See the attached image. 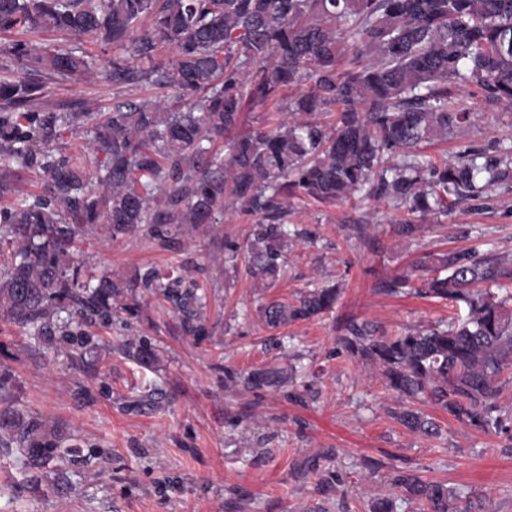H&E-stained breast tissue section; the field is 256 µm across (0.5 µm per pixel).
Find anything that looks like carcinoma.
Here are the masks:
<instances>
[{
    "mask_svg": "<svg viewBox=\"0 0 512 512\" xmlns=\"http://www.w3.org/2000/svg\"><path fill=\"white\" fill-rule=\"evenodd\" d=\"M30 31L86 37L125 52L104 79L126 89L150 85L154 102L124 99L107 112L50 101L51 85L90 69L86 51ZM0 33L19 34L5 49L0 72V199L12 198L29 173L41 193L0 205V318L44 346L80 349L88 328L112 322L114 304L139 288L171 305L182 331L200 339L202 295L185 285L184 267H147L129 281L83 271L73 253L87 230L104 225L112 241L139 236L171 246L191 229L221 224L235 208L252 217L245 241L248 270L276 280L289 240L301 233L286 221L298 196L336 203L354 193L388 201L415 219L398 234L412 242L430 217L458 203L487 205L485 189L512 183V146L489 155L472 146L440 163L421 148L448 138L471 113L454 107L459 88L488 103L512 107V0H0ZM288 117L270 129L239 132L246 105L278 102L290 86ZM194 106L176 111L169 98ZM333 112L322 125L308 119ZM93 133L86 160L65 150V133ZM222 142L228 158L214 146ZM424 297L460 304L465 315L445 329L414 328L389 336L355 319L340 327L337 345L380 372L401 406L397 421L438 437L437 420L415 408L430 402L448 417L497 433L512 417L499 405L512 381V258L475 250L426 252L416 262ZM407 275L379 283L397 295ZM340 288L317 286L293 302H269L263 324L275 330L331 312ZM142 367L155 362L146 338L123 344ZM0 344V452L17 453L37 472L66 459L63 425L18 408L15 382ZM226 383L301 396L288 370L263 366L242 374L224 369ZM333 450L298 463L297 480L315 478L329 499L332 475L322 464ZM418 512H492L472 495L393 468L368 512H396V501Z\"/></svg>",
    "mask_w": 512,
    "mask_h": 512,
    "instance_id": "obj_1",
    "label": "carcinoma"
}]
</instances>
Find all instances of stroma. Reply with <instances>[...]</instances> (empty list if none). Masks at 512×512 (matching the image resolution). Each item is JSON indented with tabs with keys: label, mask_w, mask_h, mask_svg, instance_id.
<instances>
[{
	"label": "stroma",
	"mask_w": 512,
	"mask_h": 512,
	"mask_svg": "<svg viewBox=\"0 0 512 512\" xmlns=\"http://www.w3.org/2000/svg\"><path fill=\"white\" fill-rule=\"evenodd\" d=\"M85 49L92 75L54 85L53 101L106 112L128 96L156 99L154 87L119 89L101 80L118 50L94 43ZM455 102L474 118L431 145L430 154L449 157L464 145L512 146V107L486 103L466 89ZM399 219L393 205L358 194L330 206L292 200L288 223L316 239L288 250L286 275L273 284L252 277L243 258L233 257L230 244L243 243L251 228L250 217L236 210L170 249L138 238L112 242L95 228L75 252L77 265L124 280L148 266H183L206 295L208 335H184L167 305L140 291L138 316L121 311L111 327L96 329L98 348L85 367L75 368L67 349L31 351L28 337L0 319L20 407L63 421L82 459L35 480L13 456L0 454V512H306L319 499L315 482L295 480L292 470L327 448L338 451L330 512H366L391 466L491 497L496 512H512V431L486 435L442 414L439 438L409 432L392 417L397 403L382 380L336 344L351 318L394 335L456 317L448 302L388 296L378 283L411 271L426 251L512 253V185L497 188L491 207L457 205L426 224L411 245L395 232ZM334 283L342 294L320 319L272 331L258 318L264 303ZM140 337L156 350L154 368L114 348ZM268 363L296 366L303 402L224 382L225 369L245 372ZM152 385L161 390L157 408L138 411L139 396ZM81 386L92 390L94 402L78 398Z\"/></svg>",
	"instance_id": "obj_1"
}]
</instances>
